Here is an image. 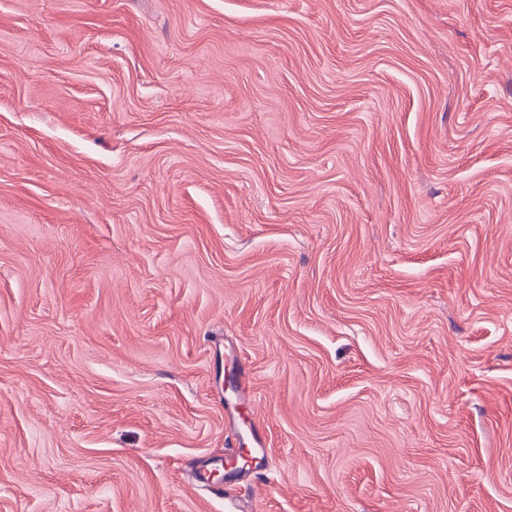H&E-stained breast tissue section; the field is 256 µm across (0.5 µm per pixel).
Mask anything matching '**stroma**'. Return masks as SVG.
<instances>
[{"label": "stroma", "instance_id": "1", "mask_svg": "<svg viewBox=\"0 0 512 512\" xmlns=\"http://www.w3.org/2000/svg\"><path fill=\"white\" fill-rule=\"evenodd\" d=\"M233 501L512 512V0H0V512ZM252 436L254 441L260 446L256 450L251 451L250 457L245 467H241L236 470L234 477H240L242 479L248 478L255 472L263 469L266 464V451L263 447V439L257 429L252 430Z\"/></svg>", "mask_w": 512, "mask_h": 512}]
</instances>
